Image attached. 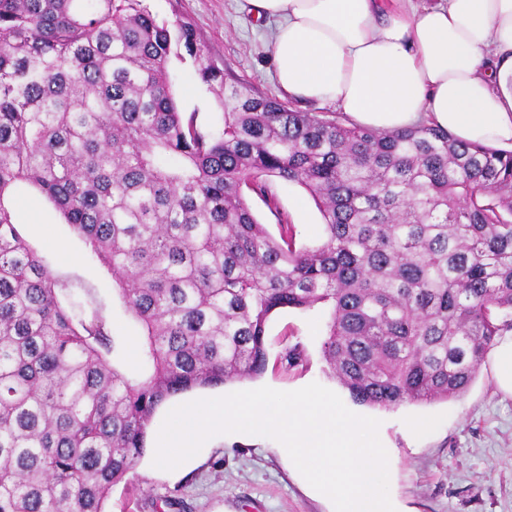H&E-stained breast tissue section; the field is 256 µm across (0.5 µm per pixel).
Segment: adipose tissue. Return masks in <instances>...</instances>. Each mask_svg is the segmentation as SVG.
<instances>
[{
  "instance_id": "ef3b65f1",
  "label": "adipose tissue",
  "mask_w": 512,
  "mask_h": 512,
  "mask_svg": "<svg viewBox=\"0 0 512 512\" xmlns=\"http://www.w3.org/2000/svg\"><path fill=\"white\" fill-rule=\"evenodd\" d=\"M245 2L275 22L268 49L288 96L334 104L358 126L426 123L512 148V0Z\"/></svg>"
}]
</instances>
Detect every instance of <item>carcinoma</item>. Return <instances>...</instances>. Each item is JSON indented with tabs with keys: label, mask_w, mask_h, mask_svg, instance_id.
<instances>
[{
	"label": "carcinoma",
	"mask_w": 512,
	"mask_h": 512,
	"mask_svg": "<svg viewBox=\"0 0 512 512\" xmlns=\"http://www.w3.org/2000/svg\"><path fill=\"white\" fill-rule=\"evenodd\" d=\"M187 57L220 127L179 108ZM276 180L314 200L319 245L253 214L243 188L269 203ZM22 191L111 274L138 334L88 312L24 240ZM315 307L355 403L463 395L512 331V152L228 85L193 24L144 0H0V512H105L163 402L261 376L270 317ZM280 363L306 367L302 344Z\"/></svg>",
	"instance_id": "1"
}]
</instances>
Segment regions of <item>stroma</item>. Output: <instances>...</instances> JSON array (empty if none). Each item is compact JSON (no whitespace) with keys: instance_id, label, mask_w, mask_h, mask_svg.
Masks as SVG:
<instances>
[{"instance_id":"1","label":"stroma","mask_w":512,"mask_h":512,"mask_svg":"<svg viewBox=\"0 0 512 512\" xmlns=\"http://www.w3.org/2000/svg\"><path fill=\"white\" fill-rule=\"evenodd\" d=\"M158 20H189L206 51L224 66L227 82L244 80L263 96L280 97L269 54V28L244 9V0H147ZM178 103L197 113L200 122H218L221 111L212 94L199 84L191 63L176 67ZM276 209L254 193L245 198L258 221L276 231L279 218L298 229L297 242L317 245L322 218L299 185L275 181ZM13 209L19 233L47 256L54 275L70 283L99 310L114 331L133 327L112 302V277L91 258L55 211L39 196L22 194ZM328 315L284 310L267 327L269 365L259 378L225 384V393L268 386L293 391L316 382L336 392L351 411L380 420V433L390 458L389 493L401 512H512V396L498 391L490 363H482L461 397L395 409L361 407L332 379L321 352ZM301 342L306 368L280 365L283 348ZM440 418L430 435L413 434L411 422ZM176 499L170 512H329L330 506L309 487L280 451L278 441L259 435H225L195 468L172 478L147 459L113 486L107 512H153L151 503Z\"/></svg>"}]
</instances>
